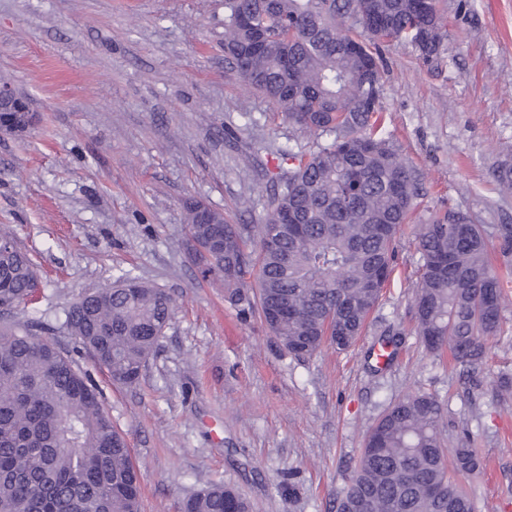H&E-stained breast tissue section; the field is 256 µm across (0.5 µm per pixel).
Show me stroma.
Instances as JSON below:
<instances>
[{
  "label": "stroma",
  "mask_w": 512,
  "mask_h": 512,
  "mask_svg": "<svg viewBox=\"0 0 512 512\" xmlns=\"http://www.w3.org/2000/svg\"><path fill=\"white\" fill-rule=\"evenodd\" d=\"M448 50L431 63L383 42L382 123L422 183L420 218L449 210L512 227V0H447ZM36 126L0 135V233L40 275L26 313L37 335L102 388L141 473L142 512H179L213 483L235 485L253 512H336L367 433L390 405L426 392L443 408L447 448L471 440L485 460L459 476L473 512H512V288L475 381L416 332L421 257L414 225L357 343L288 354L259 319L241 320L185 249L183 203L201 198L256 224L279 145L310 147L224 62V0H0V85ZM125 271L175 299L139 381L113 384L68 333L75 297ZM397 358L367 352L389 336Z\"/></svg>",
  "instance_id": "1"
}]
</instances>
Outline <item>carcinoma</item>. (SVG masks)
<instances>
[{
	"mask_svg": "<svg viewBox=\"0 0 512 512\" xmlns=\"http://www.w3.org/2000/svg\"><path fill=\"white\" fill-rule=\"evenodd\" d=\"M363 21L355 23L358 12ZM412 43L426 62L445 50L441 0H224L227 68L314 136L309 150L275 148L259 224H233L206 202H184L186 248L240 314L256 315L282 347L312 356L325 343L345 350L361 335L393 271L395 241L420 183L381 126L378 31ZM512 190V165L494 170ZM450 210L417 226L422 264L417 332L437 353L477 370L501 324L504 283L488 258L490 227L455 223ZM27 254L0 235V312L33 301ZM172 296L125 271L65 311L79 346L111 380L138 382L172 317ZM442 406L406 395L367 436L337 512H473L456 475L474 474L475 449L446 464ZM0 512H140V474L101 390L29 324L0 329ZM181 512H251L226 484H212Z\"/></svg>",
	"mask_w": 512,
	"mask_h": 512,
	"instance_id": "cac0c4a2",
	"label": "carcinoma"
}]
</instances>
